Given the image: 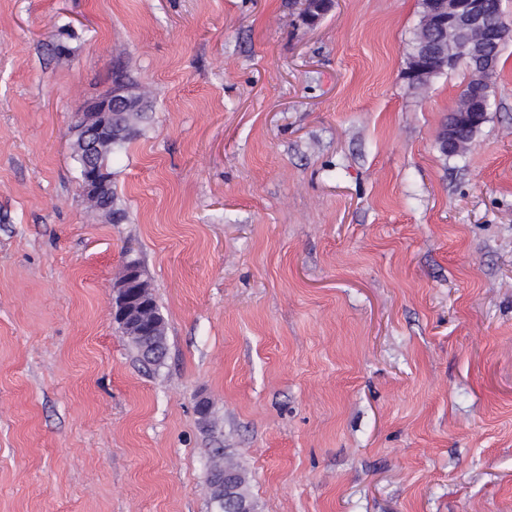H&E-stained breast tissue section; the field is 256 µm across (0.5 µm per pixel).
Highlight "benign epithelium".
I'll list each match as a JSON object with an SVG mask.
<instances>
[{
  "instance_id": "benign-epithelium-1",
  "label": "benign epithelium",
  "mask_w": 512,
  "mask_h": 512,
  "mask_svg": "<svg viewBox=\"0 0 512 512\" xmlns=\"http://www.w3.org/2000/svg\"><path fill=\"white\" fill-rule=\"evenodd\" d=\"M431 14L434 25L441 31H453L460 36L459 51L469 53V68L472 77L465 82L458 96L462 105L448 113V124L439 132L441 149L450 153L461 148L457 131L461 127L477 128L486 119V108L479 104L470 107V100L477 98V88L492 78L496 58L488 54V49H475L468 40L469 33L488 24L490 19L488 0H431ZM435 55L425 51L412 59L405 68L404 78L407 85H415L434 63ZM132 102L128 97V88L122 82H115L103 95L89 103L85 110L76 114L72 126L74 135L80 137L87 147L86 168L95 166L94 152L98 142L112 134L114 117L130 109ZM115 299L114 319L128 326L127 337L148 336L152 331H161L162 323L153 320L149 326L143 325V312L147 305L148 285L142 279L140 268L133 260L126 262L112 283ZM218 495L215 502L224 504L229 512H254L251 499L240 494V486L235 475L226 474L224 480L217 483Z\"/></svg>"
}]
</instances>
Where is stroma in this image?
Returning a JSON list of instances; mask_svg holds the SVG:
<instances>
[{
	"label": "stroma",
	"instance_id": "obj_1",
	"mask_svg": "<svg viewBox=\"0 0 512 512\" xmlns=\"http://www.w3.org/2000/svg\"><path fill=\"white\" fill-rule=\"evenodd\" d=\"M303 3L0 0V512H214L212 448L256 512H512V41L460 158L466 73L403 76L420 0ZM119 69L114 223L70 126ZM113 292L116 294L113 304L114 319L121 324H128V332L125 337L150 336V331L161 332L162 323L153 320L148 327L143 325V312L147 305L146 291L148 285L142 279L140 268L133 260L126 262L119 275L112 283ZM147 314L152 317L161 316L159 307L149 288L147 295ZM163 318V317H162ZM156 330V331H155Z\"/></svg>",
	"mask_w": 512,
	"mask_h": 512
}]
</instances>
